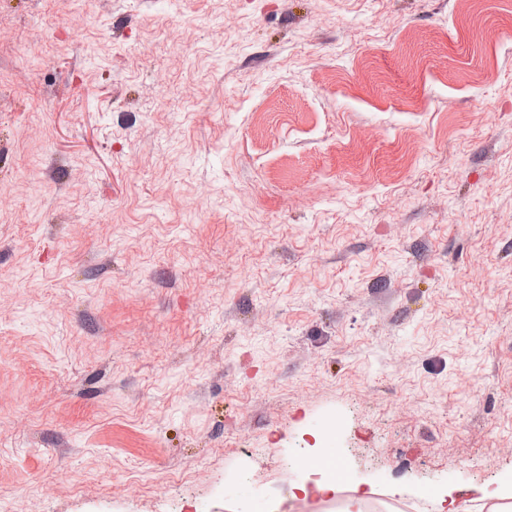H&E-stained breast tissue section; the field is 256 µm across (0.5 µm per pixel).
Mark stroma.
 <instances>
[{
    "instance_id": "35a3bbf8",
    "label": "stroma",
    "mask_w": 512,
    "mask_h": 512,
    "mask_svg": "<svg viewBox=\"0 0 512 512\" xmlns=\"http://www.w3.org/2000/svg\"><path fill=\"white\" fill-rule=\"evenodd\" d=\"M312 456L512 481V0H0V512H330Z\"/></svg>"
}]
</instances>
